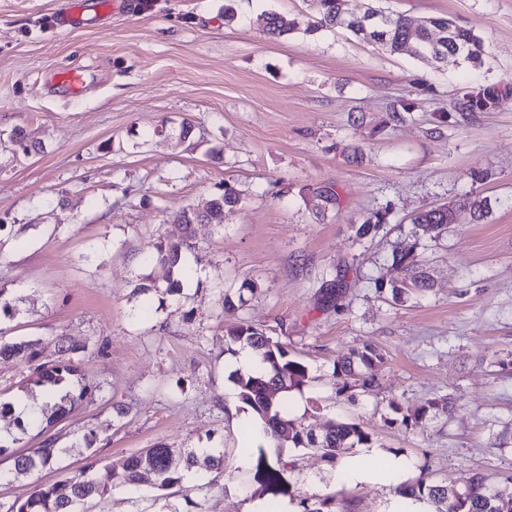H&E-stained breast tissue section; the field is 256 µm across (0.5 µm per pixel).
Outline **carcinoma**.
I'll return each instance as SVG.
<instances>
[{"label": "carcinoma", "instance_id": "1", "mask_svg": "<svg viewBox=\"0 0 512 512\" xmlns=\"http://www.w3.org/2000/svg\"><path fill=\"white\" fill-rule=\"evenodd\" d=\"M319 20L305 27L311 34L319 29L344 28L352 34L387 48L389 51L408 54L417 58L431 57L442 61L461 47L459 58L478 64L481 62L482 46L474 33L457 26L445 17L427 18L415 25L405 16L393 14L383 7H371L364 17L366 27L355 25L346 18L342 10V0H314ZM256 22L268 36L282 37L298 29L299 23L287 20L276 12L260 14ZM494 93L486 88L472 87L462 93V97L448 105L450 112H486L494 105ZM241 204L240 192L230 184H224L222 193L212 198L206 209H187L176 216L179 224L185 225L186 235L178 241H159L153 250L146 254L143 265L160 266L166 270L164 294L180 297L184 294V281L190 279V267L186 265V253L193 248L195 224L224 226V218L231 215ZM339 207V196L330 186L313 190V208L325 214ZM459 207L470 210L476 221L488 217L490 204L485 198L468 196ZM453 207L443 206L422 211L412 218L415 234L437 238L448 232L452 223ZM385 218L376 213L360 224L356 230L359 238L378 233ZM392 267L400 274V281L392 282L393 299L405 293L408 287L418 289L430 287V276L424 269V260L412 251L396 252L392 256ZM228 345L243 344L251 347L258 355L263 369L257 373L237 374L234 382L241 402L262 422L267 442L274 448L268 455L264 448H258L254 478L266 490L276 495L280 492L286 464L282 462V452L286 448L315 449L331 465H336L337 452L343 448L367 445L371 438L356 422H332L325 433L315 435L297 416L288 414V406L270 396L274 391L288 394L301 389L308 378L306 366L289 359L287 346L279 340L240 322L225 333ZM64 357L44 362L33 368L30 386L22 390V395L30 398L33 389H40L47 401L33 406L29 413L19 417L22 430L35 429L43 433L48 425L59 421L74 410L77 401L89 387L74 362V355L85 349V345L61 338L58 341ZM35 343L31 341H6L0 336V358L14 359L29 363L35 359ZM383 362V356L372 346L357 349L337 365V374L345 379L362 377L361 386L369 388L375 383L376 372ZM449 411L448 402L434 400L417 408L402 422L412 419L416 422L434 418ZM61 449L56 440L49 437L37 448L14 456L13 474L24 475L32 471L55 470ZM224 468L222 448H170L159 443L127 459L123 467V482L138 485L145 477L152 478L153 486L162 491L174 488L183 489L186 475L208 473ZM114 475L105 467L83 468L78 473L63 476L55 481L35 485L29 494L15 500L6 512H79L78 507L88 501L107 497L113 487ZM395 492L400 496H411L425 500L431 512H501L499 502L512 499V476L505 478L498 487L487 486L475 474L463 480L460 496L456 503L448 505V487L427 481L420 477L408 484H399ZM336 497L326 496L314 503L309 498L301 499L302 512H334L332 503Z\"/></svg>", "mask_w": 512, "mask_h": 512}]
</instances>
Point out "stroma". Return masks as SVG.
I'll return each mask as SVG.
<instances>
[{
  "mask_svg": "<svg viewBox=\"0 0 512 512\" xmlns=\"http://www.w3.org/2000/svg\"><path fill=\"white\" fill-rule=\"evenodd\" d=\"M65 3L0 0V290L19 308L0 329L37 340L41 363L58 358V336L85 343L76 363L89 389L48 430L59 471L10 478L13 453L39 446L33 433L0 455V505L84 466L92 427L91 453L117 473L159 443L223 448V476L194 499L205 512H245L261 487L257 451L243 445L251 417L228 374L224 333L239 321L307 367L290 405L315 433L360 423L371 443L358 453L407 456L414 476L450 487L467 473L490 486L512 475V0H384L416 21L472 29L477 65L394 54L343 29L306 34L312 0H136L106 16L82 0L85 26L62 33L52 18ZM265 11L300 30L269 37L256 23ZM62 67L87 74L82 93L53 82ZM467 86L490 88L493 108L440 121ZM402 100L410 118L386 125ZM185 122L194 130L183 142ZM17 127L41 150L22 154ZM227 183L242 204L223 228L196 225L186 296L154 293L143 314L144 255L180 239L174 215ZM322 185L340 207L319 218L309 198ZM474 192L495 200L491 216L462 209L443 236L415 238V214ZM376 212L383 230L357 239ZM410 248L432 286L396 303L374 282L396 280L392 254ZM340 270L344 286L327 297L321 283ZM247 279L254 293L225 315L224 296ZM368 344L384 356L376 384L344 388L338 362ZM434 399L452 412L403 424ZM295 459L290 501L332 495L336 512H389L393 486L349 481L314 450ZM185 507L147 480L116 484L88 510Z\"/></svg>",
  "mask_w": 512,
  "mask_h": 512,
  "instance_id": "stroma-1",
  "label": "stroma"
}]
</instances>
